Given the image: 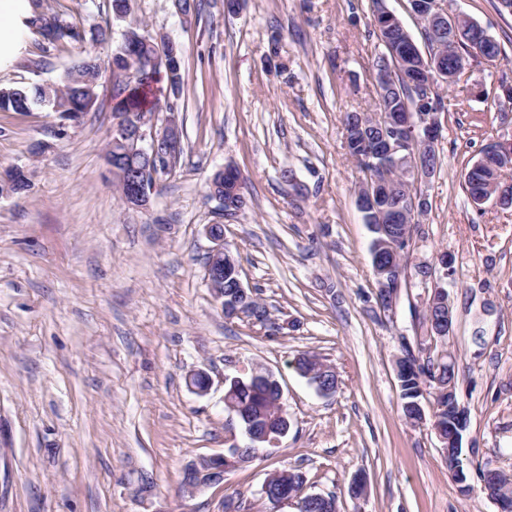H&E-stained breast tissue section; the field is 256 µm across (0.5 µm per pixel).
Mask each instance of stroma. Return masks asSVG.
<instances>
[{
	"instance_id": "35a3bbf8",
	"label": "stroma",
	"mask_w": 512,
	"mask_h": 512,
	"mask_svg": "<svg viewBox=\"0 0 512 512\" xmlns=\"http://www.w3.org/2000/svg\"><path fill=\"white\" fill-rule=\"evenodd\" d=\"M485 27L500 52L477 59L451 86L429 209L408 247L406 286L380 308L372 235L359 209L345 113L375 101L371 75L383 48L374 0H43L66 14L83 43L26 48L0 72V89L61 82L85 55L108 60L123 30L140 25L180 44L175 117L183 152L143 209L119 199L105 163L115 119L112 74L80 123L54 112L0 111V172L31 186L0 195V512H297L261 494L268 475L302 473L308 493L335 495L339 512H498L477 477L462 494L428 420L406 422L394 359L450 351L468 410L464 450L475 466L512 473V208L474 209L464 173L494 140L512 138V14L497 0H446ZM110 26L112 39L96 30ZM233 164L247 205L224 218L210 180ZM220 224L243 286L271 325L228 319L205 275V227ZM452 258L444 275L441 254ZM426 265L448 292L446 344L422 319ZM304 352L331 364L335 393L318 394L295 369ZM261 366L278 379L290 429L279 444L183 495L184 465L224 455V380ZM204 371L206 394L188 377ZM364 476L367 493L348 486Z\"/></svg>"
}]
</instances>
